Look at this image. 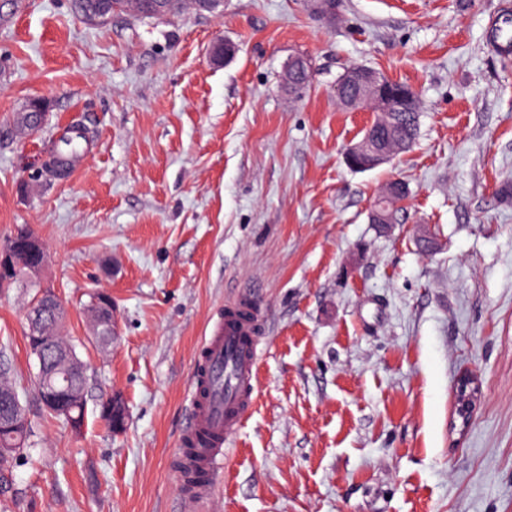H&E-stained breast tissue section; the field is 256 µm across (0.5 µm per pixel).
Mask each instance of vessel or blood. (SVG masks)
<instances>
[{
    "mask_svg": "<svg viewBox=\"0 0 512 512\" xmlns=\"http://www.w3.org/2000/svg\"><path fill=\"white\" fill-rule=\"evenodd\" d=\"M258 314L249 301L228 306L206 339L189 392L190 425L179 439V458L196 481L184 491L191 508L210 499L224 447L239 431L256 397Z\"/></svg>",
    "mask_w": 512,
    "mask_h": 512,
    "instance_id": "vessel-or-blood-1",
    "label": "vessel or blood"
}]
</instances>
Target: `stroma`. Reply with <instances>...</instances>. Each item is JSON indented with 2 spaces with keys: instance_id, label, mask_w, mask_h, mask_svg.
Wrapping results in <instances>:
<instances>
[{
  "instance_id": "stroma-1",
  "label": "stroma",
  "mask_w": 512,
  "mask_h": 512,
  "mask_svg": "<svg viewBox=\"0 0 512 512\" xmlns=\"http://www.w3.org/2000/svg\"><path fill=\"white\" fill-rule=\"evenodd\" d=\"M506 0H224L222 15L85 19L0 0V240L32 228L90 377L74 434L34 393L33 293L0 288V359L35 425L0 512H183L177 443L198 349L225 303L265 317L257 398L203 512H512V59ZM236 53L213 63L211 46ZM314 72L289 96L288 60ZM353 64L421 99L414 146L360 172L373 112L336 103ZM44 105L38 130L17 122ZM70 176L43 168L71 123ZM391 180L396 223L371 207ZM118 315L88 335L89 292ZM478 377L466 427L455 382ZM125 398L110 434L99 396ZM494 37L502 48L498 52L504 57L512 56V10L503 8L496 17L494 23ZM91 295V302L86 306V312L92 341L99 347L107 349L112 347V335H115L114 319L111 325V318L109 315H102V327L108 328L111 325L107 333H103L98 321V308L100 306H110L112 309V295L104 290H97Z\"/></svg>"
}]
</instances>
